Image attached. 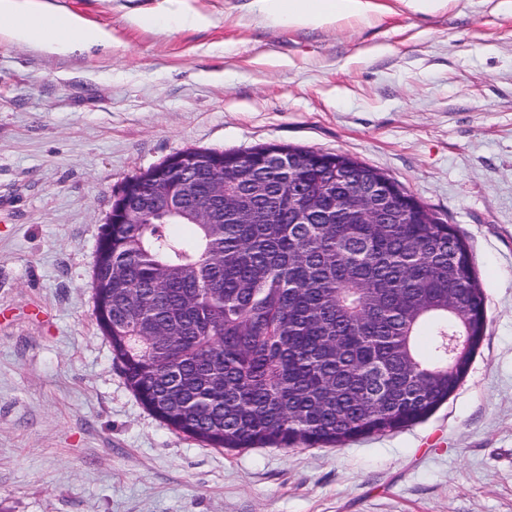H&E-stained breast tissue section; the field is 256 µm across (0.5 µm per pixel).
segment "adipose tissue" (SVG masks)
Here are the masks:
<instances>
[{"mask_svg": "<svg viewBox=\"0 0 512 512\" xmlns=\"http://www.w3.org/2000/svg\"><path fill=\"white\" fill-rule=\"evenodd\" d=\"M261 15L275 24L322 26L368 13V0H255ZM0 31L17 42L57 54L107 44V32L65 14L46 20L39 0H0Z\"/></svg>", "mask_w": 512, "mask_h": 512, "instance_id": "1", "label": "adipose tissue"}]
</instances>
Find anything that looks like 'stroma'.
Here are the masks:
<instances>
[{
    "label": "stroma",
    "instance_id": "35a3bbf8",
    "mask_svg": "<svg viewBox=\"0 0 512 512\" xmlns=\"http://www.w3.org/2000/svg\"><path fill=\"white\" fill-rule=\"evenodd\" d=\"M266 23L186 0H44L107 31L58 55L0 38V512H512V12ZM346 153L466 241L485 334L448 400L339 446L211 448L135 398L93 315L115 192L187 148ZM166 3L170 5V7L161 10L158 14L153 15L152 17H147V19L140 20L143 23L160 25L163 23H176L181 25H194L200 26L205 23V19L191 12L189 9L185 8L181 5L182 0H165ZM177 4L174 7V4Z\"/></svg>",
    "mask_w": 512,
    "mask_h": 512
}]
</instances>
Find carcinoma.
Masks as SVG:
<instances>
[{"instance_id":"carcinoma-1","label":"carcinoma","mask_w":512,"mask_h":512,"mask_svg":"<svg viewBox=\"0 0 512 512\" xmlns=\"http://www.w3.org/2000/svg\"><path fill=\"white\" fill-rule=\"evenodd\" d=\"M286 151L306 162L275 165L255 147L219 167L189 148V166L224 183V223L149 212L98 239L94 317L113 361L156 419L213 448L404 428L463 379L443 371L463 319L484 336V294L451 226L401 186L381 223L338 222L340 203L382 172L344 153ZM290 179L310 199H289Z\"/></svg>"}]
</instances>
